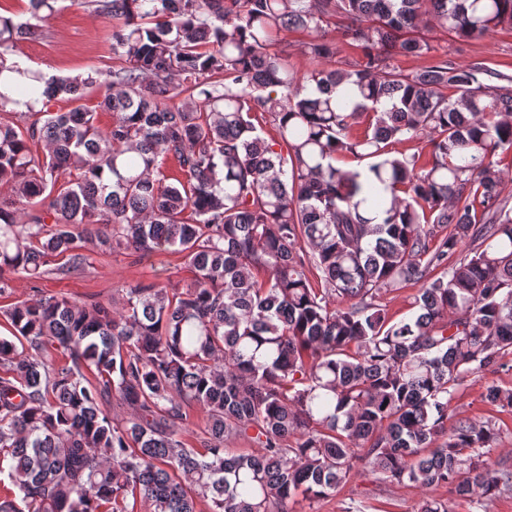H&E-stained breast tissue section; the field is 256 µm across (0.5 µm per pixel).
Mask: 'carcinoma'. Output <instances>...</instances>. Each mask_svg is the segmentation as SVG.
Wrapping results in <instances>:
<instances>
[{
    "instance_id": "cac0c4a2",
    "label": "carcinoma",
    "mask_w": 512,
    "mask_h": 512,
    "mask_svg": "<svg viewBox=\"0 0 512 512\" xmlns=\"http://www.w3.org/2000/svg\"><path fill=\"white\" fill-rule=\"evenodd\" d=\"M29 2L24 22L0 14V296L81 270L91 239L171 248L193 279L0 309V512H288L359 462L478 512L511 490L512 467L484 459L496 422L452 401L512 370V77L425 32L512 31V0H96L117 21L105 80L10 60L57 0ZM329 26L361 59L299 73L292 57L339 53ZM396 52L429 62L404 73ZM61 96L73 107L50 111ZM408 284L419 312L393 322L377 298ZM483 400L512 411V388Z\"/></svg>"
}]
</instances>
